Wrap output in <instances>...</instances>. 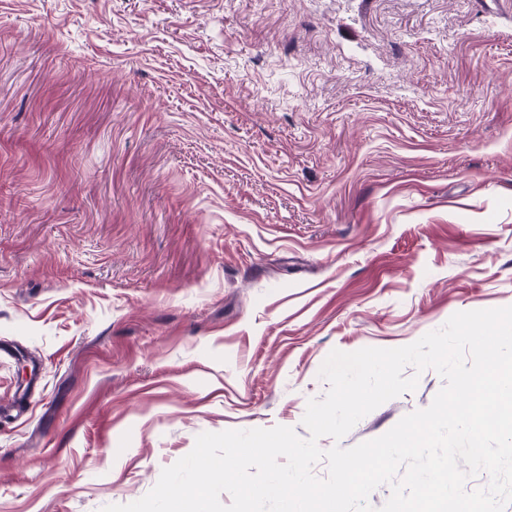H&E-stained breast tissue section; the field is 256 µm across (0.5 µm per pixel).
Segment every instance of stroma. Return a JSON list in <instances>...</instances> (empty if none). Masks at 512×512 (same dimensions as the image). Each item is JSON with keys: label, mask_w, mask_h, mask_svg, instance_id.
Instances as JSON below:
<instances>
[{"label": "stroma", "mask_w": 512, "mask_h": 512, "mask_svg": "<svg viewBox=\"0 0 512 512\" xmlns=\"http://www.w3.org/2000/svg\"><path fill=\"white\" fill-rule=\"evenodd\" d=\"M506 306L512 0H0V512L308 438L331 351Z\"/></svg>", "instance_id": "35a3bbf8"}]
</instances>
